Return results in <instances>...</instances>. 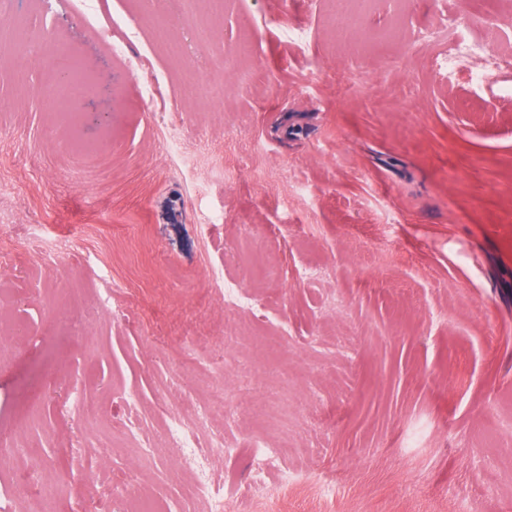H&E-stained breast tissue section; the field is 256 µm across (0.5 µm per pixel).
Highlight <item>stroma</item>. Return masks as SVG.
<instances>
[{
    "label": "stroma",
    "mask_w": 512,
    "mask_h": 512,
    "mask_svg": "<svg viewBox=\"0 0 512 512\" xmlns=\"http://www.w3.org/2000/svg\"><path fill=\"white\" fill-rule=\"evenodd\" d=\"M479 12L512 54V0H377L343 37L331 0H224L204 40L185 0H0V26L57 35L96 77L72 134L46 60L0 48V512H124L93 506L110 475L206 512L173 450L139 444L200 410L235 451L224 512L267 448L310 482L269 473L251 512H512V71L476 95L409 39ZM237 70L259 76L211 101ZM30 235L71 247L34 258ZM215 266L261 316L225 308Z\"/></svg>",
    "instance_id": "obj_1"
}]
</instances>
